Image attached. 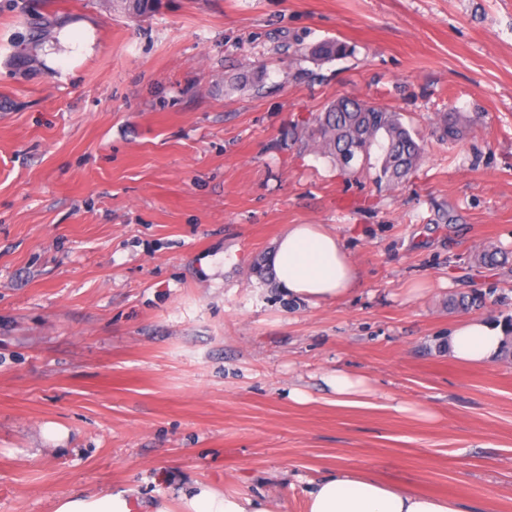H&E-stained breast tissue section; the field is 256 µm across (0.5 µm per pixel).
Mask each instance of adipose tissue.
<instances>
[{
	"label": "adipose tissue",
	"mask_w": 512,
	"mask_h": 512,
	"mask_svg": "<svg viewBox=\"0 0 512 512\" xmlns=\"http://www.w3.org/2000/svg\"><path fill=\"white\" fill-rule=\"evenodd\" d=\"M272 268L277 287L288 297L318 306L340 300L358 285L355 263L340 237L317 224H292L276 241ZM507 337L502 323L473 316L448 332V354L459 362L490 365L501 355ZM325 385L337 404L365 405L371 394L367 378L343 369L327 372ZM182 512H278L268 496L242 497L201 485L181 493ZM305 512H470L458 499L417 494L377 478L360 467H337L335 474L312 483ZM55 512H171L167 495L143 504L132 491L119 490L61 500Z\"/></svg>",
	"instance_id": "obj_1"
}]
</instances>
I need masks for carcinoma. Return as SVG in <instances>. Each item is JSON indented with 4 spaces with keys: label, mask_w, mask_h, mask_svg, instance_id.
<instances>
[{
    "label": "carcinoma",
    "mask_w": 512,
    "mask_h": 512,
    "mask_svg": "<svg viewBox=\"0 0 512 512\" xmlns=\"http://www.w3.org/2000/svg\"><path fill=\"white\" fill-rule=\"evenodd\" d=\"M353 50L337 39L326 40L301 48V57L314 62H328L350 57ZM263 81V72L243 74L228 84L233 90L257 88ZM437 129L440 137L450 143L461 142L467 134V125L457 112L446 113ZM308 136L321 152L344 167L354 160L369 164L372 147L381 151L377 180L398 185L416 170L424 154V145L413 138L401 121L400 113L357 98L340 97L318 113ZM481 265H503L505 256L493 247L475 254Z\"/></svg>",
    "instance_id": "carcinoma-1"
}]
</instances>
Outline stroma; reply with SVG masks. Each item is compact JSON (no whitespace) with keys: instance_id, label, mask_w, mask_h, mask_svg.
I'll return each mask as SVG.
<instances>
[{"instance_id":"35a3bbf8","label":"stroma","mask_w":512,"mask_h":512,"mask_svg":"<svg viewBox=\"0 0 512 512\" xmlns=\"http://www.w3.org/2000/svg\"><path fill=\"white\" fill-rule=\"evenodd\" d=\"M153 4L0 0V512L199 484L303 512L340 466L512 512V358L447 351L452 295L512 322V271L474 261L512 251V0ZM79 22L90 52L46 65ZM336 38L352 57L298 62ZM341 96L414 129L410 179L341 173L304 135ZM450 110L458 144L436 134ZM291 224L341 237L355 291L279 292ZM338 367L367 406L336 405ZM325 385L336 395V404L343 406L367 405L365 398L371 394L369 380L336 368L323 377Z\"/></svg>"}]
</instances>
